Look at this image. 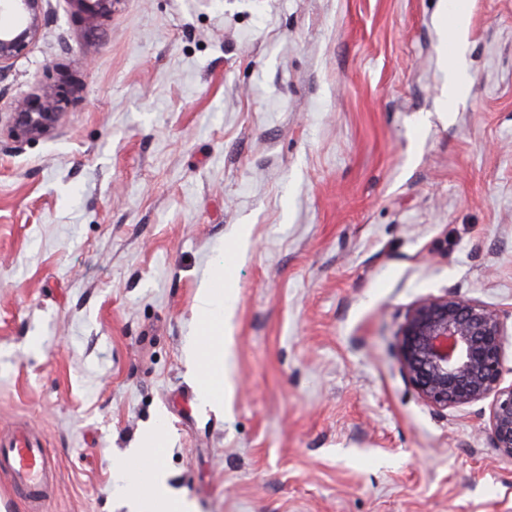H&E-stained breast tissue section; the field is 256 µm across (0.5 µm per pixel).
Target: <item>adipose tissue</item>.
Instances as JSON below:
<instances>
[{"instance_id": "1", "label": "adipose tissue", "mask_w": 512, "mask_h": 512, "mask_svg": "<svg viewBox=\"0 0 512 512\" xmlns=\"http://www.w3.org/2000/svg\"><path fill=\"white\" fill-rule=\"evenodd\" d=\"M228 291L223 273H216L198 294L196 314L202 326L201 337L195 338L189 353L199 370L198 393L202 400L213 405L222 404L224 391V303ZM160 443L156 431L144 436L142 447L131 449L128 458L115 462V469L127 478V497L130 512H191L187 501L173 496L166 485V472L161 463L152 461L146 476L131 473L129 458L150 457Z\"/></svg>"}]
</instances>
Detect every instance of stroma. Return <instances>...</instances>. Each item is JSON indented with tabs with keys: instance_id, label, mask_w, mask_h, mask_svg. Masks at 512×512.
<instances>
[{
	"instance_id": "stroma-1",
	"label": "stroma",
	"mask_w": 512,
	"mask_h": 512,
	"mask_svg": "<svg viewBox=\"0 0 512 512\" xmlns=\"http://www.w3.org/2000/svg\"><path fill=\"white\" fill-rule=\"evenodd\" d=\"M468 15L447 108L444 14ZM0 77V432L58 462L39 510L129 512L115 459L161 425L195 512H512L480 405L398 356L448 293L504 326L512 380V0H116ZM63 87L14 137L16 99ZM223 270L224 403L186 346ZM65 104H68L67 97L61 94L18 99L13 106L14 130L28 139L43 135L58 121Z\"/></svg>"
}]
</instances>
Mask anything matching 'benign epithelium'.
<instances>
[{"instance_id":"1","label":"benign epithelium","mask_w":512,"mask_h":512,"mask_svg":"<svg viewBox=\"0 0 512 512\" xmlns=\"http://www.w3.org/2000/svg\"><path fill=\"white\" fill-rule=\"evenodd\" d=\"M47 0H0V72L24 56L47 18ZM92 16L115 0H74ZM68 103L61 94L32 95L13 106L14 130L32 139L54 125ZM398 352L422 399L437 409L487 403L493 444L512 458V382L504 381L503 326L483 303L448 294L425 298L408 311Z\"/></svg>"}]
</instances>
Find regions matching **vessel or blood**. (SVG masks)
I'll return each mask as SVG.
<instances>
[{
  "label": "vessel or blood",
  "instance_id": "vessel-or-blood-1",
  "mask_svg": "<svg viewBox=\"0 0 512 512\" xmlns=\"http://www.w3.org/2000/svg\"><path fill=\"white\" fill-rule=\"evenodd\" d=\"M55 469V459L31 434L17 431L7 437L0 436V470L12 477L15 489L28 501L45 497L48 480Z\"/></svg>",
  "mask_w": 512,
  "mask_h": 512
}]
</instances>
